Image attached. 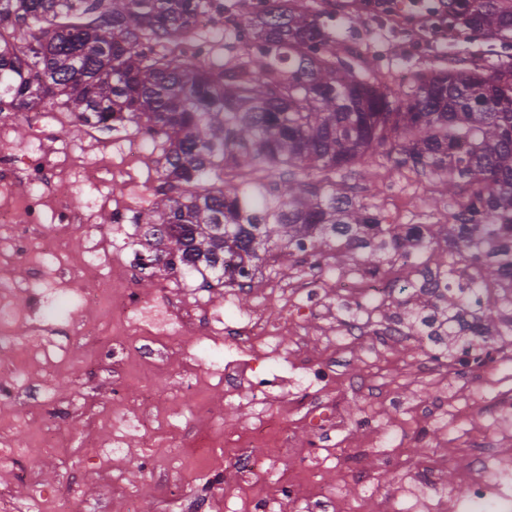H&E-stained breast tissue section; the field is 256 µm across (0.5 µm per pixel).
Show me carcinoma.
Wrapping results in <instances>:
<instances>
[{
  "label": "carcinoma",
  "instance_id": "1",
  "mask_svg": "<svg viewBox=\"0 0 512 512\" xmlns=\"http://www.w3.org/2000/svg\"><path fill=\"white\" fill-rule=\"evenodd\" d=\"M237 25L235 62L205 65L198 19L217 0H0V115L45 100L84 126L133 124L161 151V185L131 223L161 260L217 281L254 279L260 253L360 249L407 273L434 264L444 289L404 279L417 308L444 305L451 348L512 330V62L450 70L396 94L319 25L303 0ZM512 34V0H448V27ZM436 177L446 224H385L336 173L376 150Z\"/></svg>",
  "mask_w": 512,
  "mask_h": 512
}]
</instances>
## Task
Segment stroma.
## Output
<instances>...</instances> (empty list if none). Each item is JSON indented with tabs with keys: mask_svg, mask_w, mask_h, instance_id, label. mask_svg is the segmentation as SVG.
I'll use <instances>...</instances> for the list:
<instances>
[{
	"mask_svg": "<svg viewBox=\"0 0 512 512\" xmlns=\"http://www.w3.org/2000/svg\"><path fill=\"white\" fill-rule=\"evenodd\" d=\"M224 9L214 14L211 24L203 26L202 38L215 57L232 60L243 48L229 38L226 29L248 13L263 8V0H221ZM320 25L338 32L345 45L355 49L368 67L380 73L391 89L408 91L420 76L448 69L492 66L512 59V40L491 33H475L456 26L453 40L421 42L411 34V23L387 13L362 10L357 0H306ZM38 113V112H37ZM36 112H21L0 120L18 160L33 151H49L45 181L29 182L17 175L11 192L0 191V207L15 204L29 194H48L69 201L88 214L90 223L73 227L63 234L64 242L56 256L45 253L44 239H36L28 254H15L9 235L0 229V303L17 308L19 317L4 340L0 341V383L17 380L19 385L53 387L55 393L77 405V419H61L55 428L62 436L61 454L55 458L35 451L37 433L42 425L32 394L12 400H0V437L22 449L23 456L15 473L0 472V512H36L30 498L31 486H39L46 499L58 501L74 484L85 490L83 512H124L125 488L136 486L149 512L169 506L172 484H192L197 498L195 512H211L215 503L224 501L235 507L247 499L264 494L263 485L235 490L224 499V487L233 475L223 459L191 458L189 449L178 442L191 434L198 421H206L215 435L251 428L260 415L273 412L290 415L291 446L277 449L273 464L281 471L294 468L297 455L310 448L314 438L311 427L301 424L302 406L289 407L285 397L270 398L258 405L244 398L228 402L224 386L211 374L224 362V327L247 318L255 310L264 311L267 320L280 327L269 339L273 358L264 360L268 374L293 378L303 360L326 355L340 344L338 332L349 314V299L337 293V280L358 273L351 261L328 258L329 270L322 287L320 313L297 319L288 301L287 288L301 284L305 264L287 252L266 255L254 289L246 294L233 293L231 287H203L197 272L170 270L164 264L147 269L137 281V289L146 297H171L180 300L193 314H212L210 325L166 341L164 355L144 359L137 342H130L116 362H99L97 353L112 335V318L106 310L81 307L79 296L104 284L122 288L119 268L140 247V230L131 224L132 212L146 209L160 180L157 174L160 155L151 144H144V161L134 174H127L118 154H110L107 171L96 182L84 180L82 168L93 161L88 149L86 129L69 113H62L44 139H32L29 125ZM376 175L363 180L360 198L375 206L392 224H428L439 218L440 183L423 179L412 172H397L385 154L375 157ZM101 240L98 276L82 277L80 268L92 240ZM45 268V285L55 291L52 303L31 309L27 294L33 271ZM35 312L45 324L58 328L56 343L67 350L65 360L32 356L25 343V317ZM418 350L411 344H393L378 354L354 347L341 372L329 381L309 385L307 402L335 399L343 422L334 431L335 439L352 436L362 417H372L376 430L365 450L363 468L376 485L380 499L404 483L405 475H396L378 465V458L396 448L408 431L433 434L430 450L444 453L477 433L493 434L490 418L475 414L463 393L451 389L446 411L429 423L420 422L408 408L411 401L434 398L435 390L427 379L418 377L415 363ZM193 371L197 380L194 394L180 388L184 371ZM124 388L120 403L112 393ZM148 419L140 427V419ZM123 437L127 453L115 467L122 479L110 481L101 463L97 443ZM344 470L333 458L323 460L310 479L320 489H334L347 503L346 512H361L355 479H344Z\"/></svg>",
	"mask_w": 512,
	"mask_h": 512,
	"instance_id": "35a3bbf8",
	"label": "stroma"
}]
</instances>
